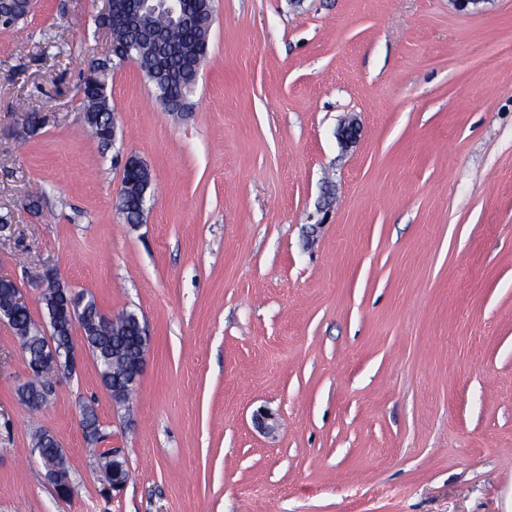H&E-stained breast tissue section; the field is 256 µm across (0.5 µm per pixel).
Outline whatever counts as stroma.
<instances>
[{
	"label": "stroma",
	"mask_w": 512,
	"mask_h": 512,
	"mask_svg": "<svg viewBox=\"0 0 512 512\" xmlns=\"http://www.w3.org/2000/svg\"><path fill=\"white\" fill-rule=\"evenodd\" d=\"M212 5L189 111L126 62L107 147L80 92L110 51L102 0L0 28V277L37 324L51 270L151 336L127 406L83 352L34 411L0 323V512H512V0ZM130 156L139 224L117 207ZM133 160L137 159L132 156L127 158L124 168ZM150 186L151 177L148 168L142 162L139 165L131 163L125 168L119 194V210L127 223L139 224L142 222L144 210L141 205L144 194ZM60 446V445H59ZM55 446L53 436L40 431L34 436V448H39L38 452L48 468V476L59 473H68L60 447Z\"/></svg>",
	"instance_id": "obj_1"
}]
</instances>
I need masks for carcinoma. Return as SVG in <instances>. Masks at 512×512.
<instances>
[{"label":"carcinoma","mask_w":512,"mask_h":512,"mask_svg":"<svg viewBox=\"0 0 512 512\" xmlns=\"http://www.w3.org/2000/svg\"><path fill=\"white\" fill-rule=\"evenodd\" d=\"M4 8L7 18L0 21L4 29L25 21L33 9V0H9ZM189 14L194 16L190 25H179L157 12H145L143 18L130 14L120 6L110 15H98L97 25L114 36L112 57L100 64L101 71L92 81H83L81 87L85 122L92 134L105 147L112 144L114 112L108 95V81L112 71L133 58L152 84L154 95L163 111L184 112L187 100L196 85L198 64L204 62L209 47L213 22L212 4L207 0H188ZM151 186V177L144 164H131L124 170L119 210L129 224L142 222L143 197ZM99 308L94 299L78 305L75 320L60 319L57 346H66L72 339L73 323L80 324L83 337L92 349L103 384L112 387V377L127 371L128 359L121 348V339L129 337L127 345H134L137 321L119 315L115 324L102 327ZM10 327L27 357L33 379L22 389L23 402L41 399L44 390L52 386V376L58 371L55 361L43 354L44 334L32 319L26 306L14 307ZM34 447L48 468V474L67 473L61 448L55 446L53 436L40 431L34 436Z\"/></svg>","instance_id":"1"}]
</instances>
